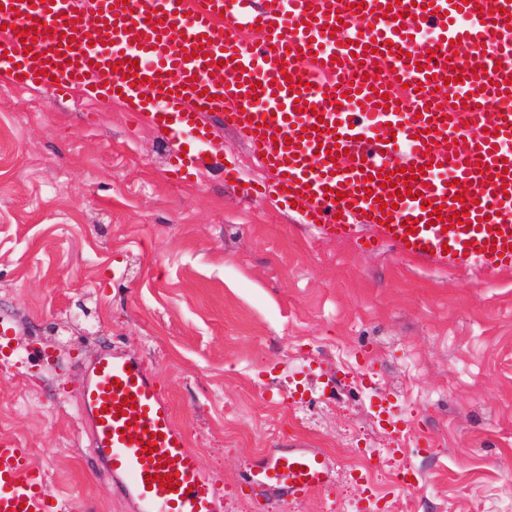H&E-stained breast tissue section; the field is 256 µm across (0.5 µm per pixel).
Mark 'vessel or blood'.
Wrapping results in <instances>:
<instances>
[{
    "instance_id": "1",
    "label": "vessel or blood",
    "mask_w": 512,
    "mask_h": 512,
    "mask_svg": "<svg viewBox=\"0 0 512 512\" xmlns=\"http://www.w3.org/2000/svg\"><path fill=\"white\" fill-rule=\"evenodd\" d=\"M86 1L98 12L91 42L73 31ZM354 2L0 0V62L22 88L80 103L125 96L136 116L172 140L196 130L204 112L221 113L256 155L267 175L264 190L297 204L304 223L324 237L389 246L427 265L463 253L487 271L511 269L512 112H491L487 104L512 99V0ZM356 15L366 30L351 27ZM39 20L46 28L24 54L17 31ZM248 30L262 33L259 48L245 44ZM387 40L399 53H365L366 45ZM130 59L137 68L127 67ZM213 62L223 82L211 77ZM477 65L480 79L451 82L452 69ZM438 86L446 97L434 96ZM321 119L322 133L315 129ZM426 133L453 140V148H427ZM333 147L340 153L332 158ZM422 166L423 179L408 180L406 169ZM199 169L198 154L172 152L175 179ZM398 182L423 199H399ZM426 201L446 218L466 211L464 223L447 230L431 224L421 208ZM408 221L414 234L406 232ZM130 396L135 408L116 416ZM80 418L96 467L135 512H217L214 483L176 425L156 374L139 359L112 349L85 365ZM150 440L157 449L146 462L142 445ZM28 455L0 442V512H51L46 478L28 468ZM169 473L178 474V489L146 486V478ZM334 478L328 458L299 445L259 456L249 469L255 491L288 504Z\"/></svg>"
}]
</instances>
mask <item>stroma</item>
Instances as JSON below:
<instances>
[{"label": "stroma", "mask_w": 512, "mask_h": 512, "mask_svg": "<svg viewBox=\"0 0 512 512\" xmlns=\"http://www.w3.org/2000/svg\"><path fill=\"white\" fill-rule=\"evenodd\" d=\"M206 123L224 153L178 183L171 145L121 101L87 112L0 74V440L28 449L55 512H133L79 418L81 367L114 347L156 372L223 512H358L361 469L386 512H512V270L323 238L226 184L263 173ZM295 444L333 459L335 484L255 496L249 464Z\"/></svg>", "instance_id": "obj_1"}]
</instances>
